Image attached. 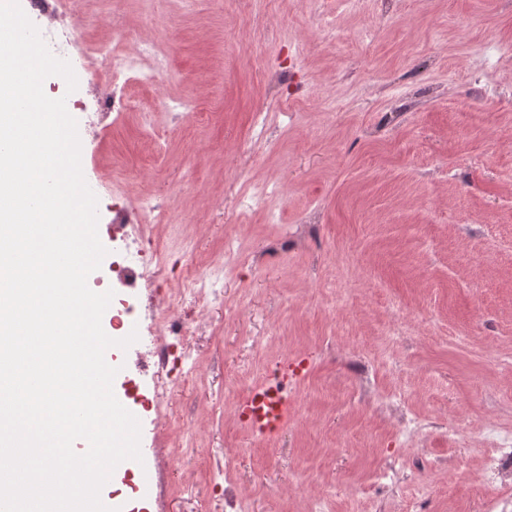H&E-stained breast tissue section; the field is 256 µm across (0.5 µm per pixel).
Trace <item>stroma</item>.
Returning a JSON list of instances; mask_svg holds the SVG:
<instances>
[{"label": "stroma", "instance_id": "1", "mask_svg": "<svg viewBox=\"0 0 512 512\" xmlns=\"http://www.w3.org/2000/svg\"><path fill=\"white\" fill-rule=\"evenodd\" d=\"M123 22L152 19L173 46L161 93L195 98L205 114L156 138L136 115L81 140L85 179L104 176L98 235L109 255L88 282L114 290L112 192L169 193L171 229L192 258L223 257L225 235L253 249L194 338L193 377L172 379L167 415L145 454L151 492L104 504L124 512H226L225 471L250 512H477L481 448L470 433L512 428V0H125ZM296 64L298 102L251 142L255 112L276 111L271 75ZM276 194L237 214L240 167ZM315 225L308 234L307 225ZM288 238V254L266 252ZM242 322L225 321V307ZM307 360L292 381L284 429L260 438L232 405L278 366ZM363 352L371 386L402 395L422 425L397 449L385 411L352 383ZM183 441L177 459L167 450ZM419 452L439 460L429 476ZM395 478L372 484L383 467Z\"/></svg>", "mask_w": 512, "mask_h": 512}]
</instances>
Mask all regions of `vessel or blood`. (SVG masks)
<instances>
[{
	"label": "vessel or blood",
	"instance_id": "obj_1",
	"mask_svg": "<svg viewBox=\"0 0 512 512\" xmlns=\"http://www.w3.org/2000/svg\"><path fill=\"white\" fill-rule=\"evenodd\" d=\"M297 362H284L280 366L282 384H262L251 389L237 404V416L241 424L259 435L278 433L287 423L291 402L285 385L293 375Z\"/></svg>",
	"mask_w": 512,
	"mask_h": 512
}]
</instances>
